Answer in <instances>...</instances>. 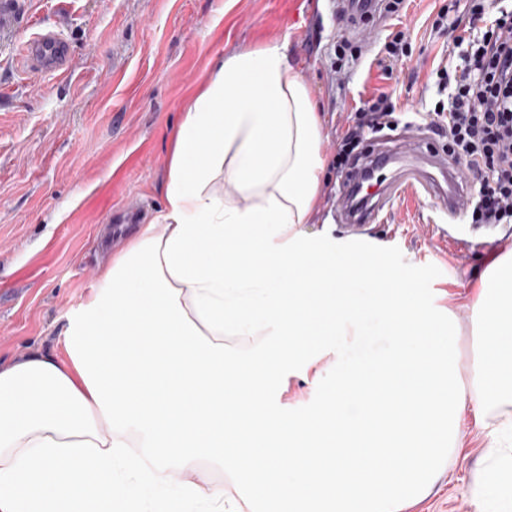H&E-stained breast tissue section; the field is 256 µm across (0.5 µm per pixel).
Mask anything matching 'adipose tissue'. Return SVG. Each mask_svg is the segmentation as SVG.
I'll return each instance as SVG.
<instances>
[{
  "label": "adipose tissue",
  "mask_w": 512,
  "mask_h": 512,
  "mask_svg": "<svg viewBox=\"0 0 512 512\" xmlns=\"http://www.w3.org/2000/svg\"><path fill=\"white\" fill-rule=\"evenodd\" d=\"M320 130L283 45L233 53L187 101L164 209L98 270L64 356L0 365V512H405L467 414L512 504V249L474 293L461 370L455 318L304 231ZM321 361L322 401L283 415Z\"/></svg>",
  "instance_id": "ef3b65f1"
}]
</instances>
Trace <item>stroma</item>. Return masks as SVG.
Returning a JSON list of instances; mask_svg holds the SVG:
<instances>
[{"instance_id":"stroma-1","label":"stroma","mask_w":512,"mask_h":512,"mask_svg":"<svg viewBox=\"0 0 512 512\" xmlns=\"http://www.w3.org/2000/svg\"><path fill=\"white\" fill-rule=\"evenodd\" d=\"M470 0H409L400 20L410 54L392 71L379 65L385 25L364 29L361 56L345 90L331 88L330 68L343 32L334 0H23L17 38L0 40V362L33 350H59L66 315L91 294L109 246L112 215L143 202V223L164 207L173 138L185 102L232 53L286 46L321 118L323 147L360 99L386 91L398 111L421 110L425 87L448 55L438 13L465 14ZM60 29L72 59L65 71L29 70L17 39ZM444 154L448 141L424 122L399 124L374 139L396 160L413 145ZM341 179L325 171L307 230L336 252L357 245L337 216ZM365 240L381 274L418 288L421 302L449 309L460 322L463 362L473 355L468 321L473 290L497 251L512 246V224L460 221L455 237L475 241L465 253L437 240L431 227L448 217L431 199L405 191ZM488 465L472 419L461 424L452 466L432 493L407 512H478L493 499Z\"/></svg>"}]
</instances>
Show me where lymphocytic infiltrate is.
Segmentation results:
<instances>
[{
    "instance_id": "lymphocytic-infiltrate-1",
    "label": "lymphocytic infiltrate",
    "mask_w": 512,
    "mask_h": 512,
    "mask_svg": "<svg viewBox=\"0 0 512 512\" xmlns=\"http://www.w3.org/2000/svg\"><path fill=\"white\" fill-rule=\"evenodd\" d=\"M485 0H471L470 18L461 22L438 14L436 28L448 31L449 50L464 61L457 70L437 69L438 89L447 103L427 111L436 134L447 135L448 147L470 163L479 184L469 195L465 214L475 224L512 223V12L489 17ZM391 95L379 92L352 112L328 166L346 171L368 136L393 124Z\"/></svg>"
}]
</instances>
